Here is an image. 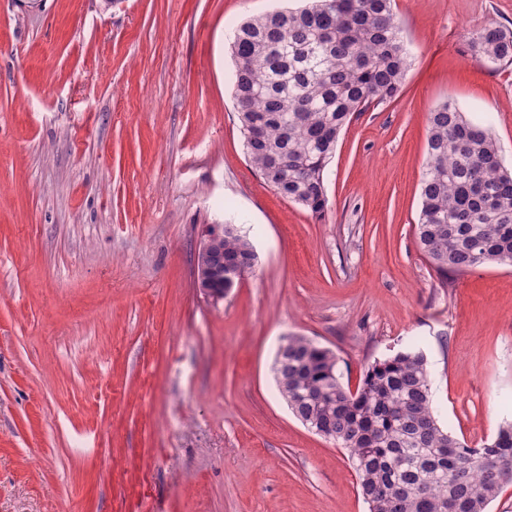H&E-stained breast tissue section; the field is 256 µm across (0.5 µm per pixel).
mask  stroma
<instances>
[{
	"mask_svg": "<svg viewBox=\"0 0 512 512\" xmlns=\"http://www.w3.org/2000/svg\"><path fill=\"white\" fill-rule=\"evenodd\" d=\"M302 0H0V512H369L347 452L272 372L284 336L342 384L418 342L440 425L512 420V267L440 277L414 226L427 117L486 120L512 169V66L468 34L512 0H394L412 66L339 136L315 217L248 163L229 46ZM254 274L213 302L199 245ZM226 227L229 229L226 230ZM223 229L224 238L219 243V248L224 251V254L215 248L216 240L219 239ZM254 251L253 244L248 235L243 233L235 224H224V226L222 225L219 228L215 227L213 233H208L207 231L198 250L200 258L196 271L197 288L209 294L211 286L215 283H219L221 288H224V285L227 288L228 285L232 284L234 278L239 276V270L238 262L230 259H237L239 257L249 259V262H243V269L240 277L236 278L237 280L243 278L248 273H253L258 262V257H256V252L254 253ZM224 257L228 258V260H224ZM256 258L257 261L253 263ZM226 288L222 290L223 293ZM227 291L225 290V292ZM228 294L224 293L223 296L221 292L220 297L223 296L225 298Z\"/></svg>",
	"mask_w": 512,
	"mask_h": 512,
	"instance_id": "stroma-1",
	"label": "stroma"
}]
</instances>
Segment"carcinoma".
Segmentation results:
<instances>
[{
  "label": "carcinoma",
  "instance_id": "cac0c4a2",
  "mask_svg": "<svg viewBox=\"0 0 512 512\" xmlns=\"http://www.w3.org/2000/svg\"><path fill=\"white\" fill-rule=\"evenodd\" d=\"M468 49L510 65L512 29L490 22ZM231 55L249 162L280 196L324 214V171L340 132L372 103L396 98L410 68L393 0H312L249 18ZM420 197L416 238L439 275L512 266V171L488 126L450 101L428 115ZM219 248L248 259L241 275L255 271L253 244L236 225ZM273 371L297 419L348 452L369 512H486L512 483V423L473 447L443 429L420 350L375 363L354 392L339 380L336 355L302 336L284 340Z\"/></svg>",
  "mask_w": 512,
  "mask_h": 512
}]
</instances>
